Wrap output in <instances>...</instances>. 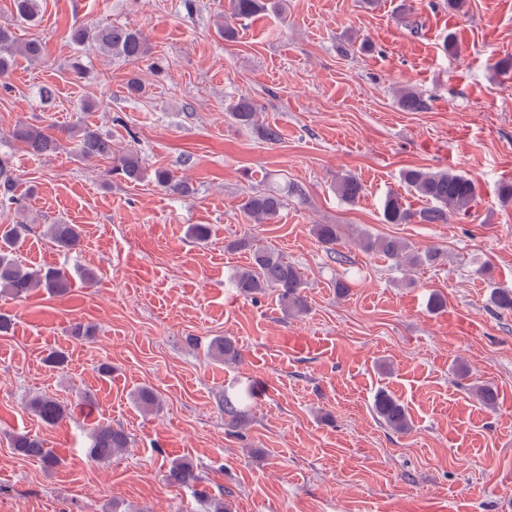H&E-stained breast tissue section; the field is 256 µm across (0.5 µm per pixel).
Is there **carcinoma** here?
<instances>
[{"mask_svg":"<svg viewBox=\"0 0 512 512\" xmlns=\"http://www.w3.org/2000/svg\"><path fill=\"white\" fill-rule=\"evenodd\" d=\"M12 5L15 16L21 19L33 20L39 12V0H12ZM271 9L280 11L282 4L278 0H230L229 15L225 16L220 31L224 38L231 39L235 36L233 21L255 18ZM71 40L75 44L95 43L133 64L144 61L149 54L147 39L140 31L114 25L100 28L78 26L73 29ZM44 54L45 46L41 40L31 38L20 41L10 28L0 25V77L7 74L16 58L35 62L41 60ZM399 102L405 110L412 112H420L427 107L426 100L412 88L400 90ZM227 112L238 124L257 128L265 142L275 144L279 141V130L259 123L258 112L251 101L241 98L230 105ZM54 131L55 126L52 124L42 127L20 123L15 127L13 136L29 153L50 156L60 146ZM67 135L74 140L75 151L80 158L110 159L112 170L130 182H140L149 177L167 192L181 196H188L192 192L188 182L176 179L169 170L158 168L150 175L134 152L119 154L112 150V139L95 126L83 123L68 129ZM403 181L410 193L425 202V206L415 209L406 203L402 195L390 192L382 203V221L386 224H446L453 216L467 214L477 194L475 182L470 177L451 170L410 168L404 171ZM16 188L10 167L0 161V196L12 200ZM362 192V184L352 175L346 174L336 180V193L345 202H355ZM288 193L290 186L286 184L268 187L245 197L240 209L253 224H274L288 202ZM49 234L55 246L61 250L73 249L80 243L81 231L76 224H52ZM312 234L336 263L347 261V257L338 249L343 240L341 225L314 224ZM18 237V228H0V293L15 298H22L35 288H43L52 295L67 293L71 282L63 269L30 268L18 261L15 256ZM230 246L247 251L252 256L251 264L232 277L233 286L239 293L255 298L274 292L288 313H299L307 308L306 282L295 264L277 252L259 246L252 234L243 235L232 241ZM359 247L367 253L391 261L399 268L433 266L442 258V252L435 247L419 251L400 239L367 232L362 234ZM490 300L496 309L512 311L511 290H495ZM207 355L213 360L224 362H232L241 357L235 340L229 336L213 340L207 348ZM474 393L481 405L487 408L495 406L497 394L494 386L480 383L474 386ZM135 403L151 410L158 406V398L153 390L141 388L135 394ZM220 406L225 422L231 427L240 426L253 407L251 388L224 392ZM30 408L43 423L51 426L63 420L66 414L58 401L46 395L33 398ZM372 410L378 422L393 432L406 434L412 430L409 412L394 392L379 390L373 399ZM129 443L130 437L124 429L110 422H102L89 434L88 454L97 461L106 462L128 447ZM11 448L19 455L40 460L47 467L58 464L56 456L36 437L15 435L11 438ZM165 480L182 488H192L199 485L201 476L192 462L178 459L171 462L165 472Z\"/></svg>","mask_w":512,"mask_h":512,"instance_id":"1","label":"carcinoma"}]
</instances>
